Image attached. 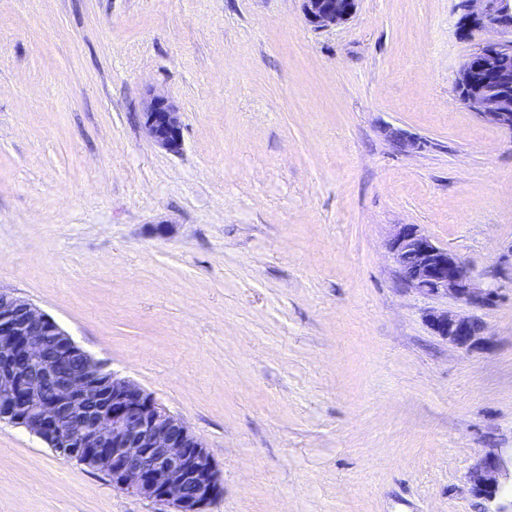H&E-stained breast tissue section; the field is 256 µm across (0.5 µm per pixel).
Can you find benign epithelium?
<instances>
[{"label":"benign epithelium","instance_id":"1","mask_svg":"<svg viewBox=\"0 0 512 512\" xmlns=\"http://www.w3.org/2000/svg\"><path fill=\"white\" fill-rule=\"evenodd\" d=\"M308 22L318 28L348 20L356 0H303ZM463 25L512 35V0H459ZM455 87L482 121L512 136V38L482 45L461 66ZM141 125L159 147L182 145V112L165 96L144 103ZM400 152L418 148L403 130L392 132ZM403 283L429 297H451L480 309L499 286L478 279L455 252L437 244L416 224H397L387 244ZM433 332L460 348L479 339L485 325L475 315L432 309ZM101 363L80 348L47 313L10 289H0V420L37 435L65 458L102 470L112 486L170 508L205 512L221 492L212 458L181 418L138 385L112 378L109 400L93 406ZM503 458L488 452L470 471L477 497L501 492Z\"/></svg>","mask_w":512,"mask_h":512}]
</instances>
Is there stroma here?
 <instances>
[{
	"instance_id": "obj_1",
	"label": "stroma",
	"mask_w": 512,
	"mask_h": 512,
	"mask_svg": "<svg viewBox=\"0 0 512 512\" xmlns=\"http://www.w3.org/2000/svg\"><path fill=\"white\" fill-rule=\"evenodd\" d=\"M456 0H0V288L182 418L207 512H488L512 452V284L459 348L389 256L416 224L489 276L512 136L457 99ZM179 106L173 153L149 93ZM420 139L398 152L390 133ZM0 512H161L0 421ZM308 22L318 28L348 20L356 8V0H303ZM141 125L159 147L176 152L182 145V112L165 96H153L144 103ZM504 471L503 458L495 452L486 453L468 475L473 494L489 501L495 499L501 492L500 477Z\"/></svg>"
}]
</instances>
